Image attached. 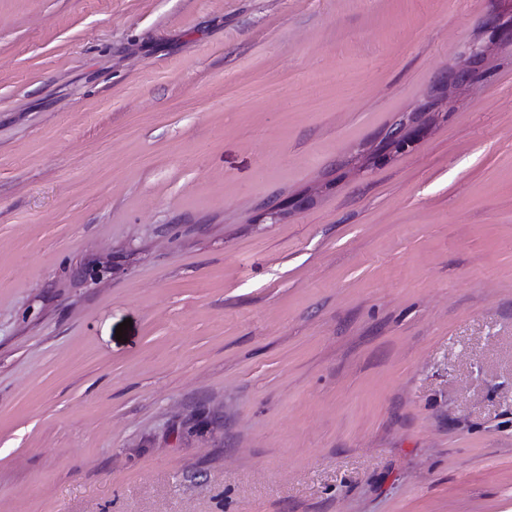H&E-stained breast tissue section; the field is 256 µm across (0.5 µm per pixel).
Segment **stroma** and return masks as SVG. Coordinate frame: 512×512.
<instances>
[{
  "label": "stroma",
  "mask_w": 512,
  "mask_h": 512,
  "mask_svg": "<svg viewBox=\"0 0 512 512\" xmlns=\"http://www.w3.org/2000/svg\"><path fill=\"white\" fill-rule=\"evenodd\" d=\"M494 10L0 0V512H512ZM495 42L487 44L472 43L461 50L457 57V71L451 81L440 86L441 96L432 107H439L443 103L455 97L462 86H472L480 81V77L474 72L476 61H484L492 50Z\"/></svg>",
  "instance_id": "35a3bbf8"
}]
</instances>
